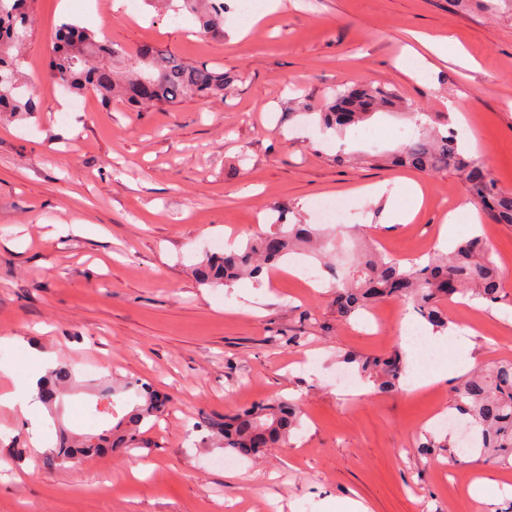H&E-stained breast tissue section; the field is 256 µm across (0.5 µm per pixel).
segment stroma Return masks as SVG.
<instances>
[{
  "instance_id": "obj_1",
  "label": "stroma",
  "mask_w": 512,
  "mask_h": 512,
  "mask_svg": "<svg viewBox=\"0 0 512 512\" xmlns=\"http://www.w3.org/2000/svg\"><path fill=\"white\" fill-rule=\"evenodd\" d=\"M113 0H33L22 47L26 88L41 106L0 113V393H25L41 372L31 345L95 368L118 389V413L133 408L120 384L150 382L171 402L143 429L139 448L50 466L31 445L27 419L0 410V512H322L352 498L369 512H512V467L422 451L425 436H451L453 365L512 359V224L459 217L452 236L479 233L506 273V300L454 297L443 309L457 328L433 348L446 381L427 390L360 393L354 359L406 354L407 378L421 359L400 334L411 312L386 300L375 313L336 316L332 280L320 260L293 254L259 281L210 286L192 275L214 243L272 232L276 220L319 223L324 201L345 202L350 219L330 261L345 270L361 237L402 262L427 259L449 211L466 195L453 172L375 163L399 140L369 129L446 130L449 101L465 118L501 189L512 190V12L501 0H282L260 21L229 11L223 36L201 34L146 0L113 12ZM69 19L97 39L131 50L149 43L237 79L224 98L186 100L143 112L84 92V110L51 78L56 26ZM456 38L474 60L437 56L423 39ZM370 83L412 106L338 132L323 128L332 88ZM423 201L409 223L390 224L381 205L358 197L385 186L409 205L405 181ZM314 271L315 280L301 277ZM297 401L302 427L288 445L236 467L206 425L261 400ZM84 387L41 406V425L97 434L80 423ZM488 480L484 498L471 483Z\"/></svg>"
}]
</instances>
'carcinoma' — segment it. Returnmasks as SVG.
I'll return each mask as SVG.
<instances>
[{"mask_svg": "<svg viewBox=\"0 0 512 512\" xmlns=\"http://www.w3.org/2000/svg\"><path fill=\"white\" fill-rule=\"evenodd\" d=\"M168 2L174 12L185 10L191 14L202 33L224 35L225 0ZM27 17L28 0H0V112L38 111L33 98L19 93L21 60L13 53L25 40ZM48 66L53 78L67 91L93 90L106 104L117 98L136 111L187 99L222 98L231 83L220 66L193 64L150 44L127 51L66 22L56 30ZM399 107L396 94L384 87L343 86L332 92L321 120L325 127L343 131L377 112H392ZM393 161L421 172L453 171L485 215L497 223L512 224V192L498 187L482 159L463 153L453 131L429 133L420 128L400 146ZM327 236L325 230L312 224H290L286 230L280 228L251 238L222 257L206 259L194 268V275L210 285L245 277L256 279L297 245ZM504 280L493 249L479 235L464 239L446 252L433 253L425 265L407 266L370 247L358 256L347 276L336 279V314L347 320L372 305L395 299L412 306L434 329L443 330L448 327V318L440 309L443 300L470 293L500 303L504 301ZM357 363L360 373L378 382L380 392L398 389L404 371L401 353L367 357ZM76 385L73 368L60 364L48 370L39 395L48 403ZM123 389L134 390L140 402L100 434L58 430L56 450L47 464H75L81 457L102 454L107 448L122 452L136 448L141 429L165 412L169 398L138 379L125 382ZM452 393L453 408L469 417L470 448L488 462L512 463V361L502 360L486 370L457 378ZM299 423L296 403L261 401L224 417L219 434L228 454L252 458L287 442Z\"/></svg>", "mask_w": 512, "mask_h": 512, "instance_id": "cac0c4a2", "label": "carcinoma"}]
</instances>
